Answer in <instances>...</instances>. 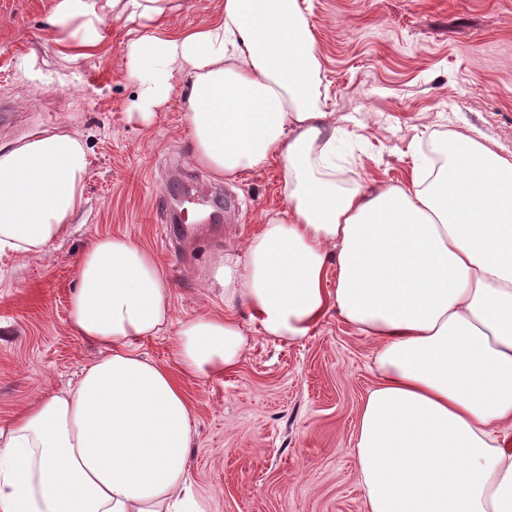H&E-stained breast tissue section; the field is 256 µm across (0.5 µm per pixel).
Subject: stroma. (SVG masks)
<instances>
[{"label":"stroma","instance_id":"35a3bbf8","mask_svg":"<svg viewBox=\"0 0 512 512\" xmlns=\"http://www.w3.org/2000/svg\"><path fill=\"white\" fill-rule=\"evenodd\" d=\"M52 0H0V101L18 103L0 146L62 124L90 157L86 203L48 253L0 257V425L74 384L104 351L69 327L85 245L128 235L151 252L173 290L174 323L139 352L172 364L177 322L217 310L212 258L243 249L265 216L283 212L271 166L235 182L192 157L180 91L148 125L129 121L138 84L123 51L134 34L100 28L71 61L48 29ZM321 61L320 90L351 116L338 144L354 177L406 181L430 143L478 130L512 155V0H305ZM237 368L188 378L194 437L187 471L207 512H365L351 437L374 382L372 344L336 313L302 340L260 333Z\"/></svg>","mask_w":512,"mask_h":512}]
</instances>
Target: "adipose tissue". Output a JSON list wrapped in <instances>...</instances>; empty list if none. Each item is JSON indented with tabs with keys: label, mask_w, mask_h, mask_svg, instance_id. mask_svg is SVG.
<instances>
[{
	"label": "adipose tissue",
	"mask_w": 512,
	"mask_h": 512,
	"mask_svg": "<svg viewBox=\"0 0 512 512\" xmlns=\"http://www.w3.org/2000/svg\"><path fill=\"white\" fill-rule=\"evenodd\" d=\"M181 0H53L56 42L121 20L149 123L182 78L194 161L216 178L279 165L283 214L212 261L223 312L181 324L173 365L138 344L172 322V292L135 239L99 236L76 264L74 335L104 349L77 384L0 427V512H205L188 481L186 378L234 370L250 336L307 337L327 316L374 343L354 451L366 512H512V156L452 134L437 169L348 184L301 0H219L182 30ZM89 157L57 125L0 146V256L45 252L84 207ZM336 284L326 287L328 265Z\"/></svg>",
	"instance_id": "obj_1"
}]
</instances>
